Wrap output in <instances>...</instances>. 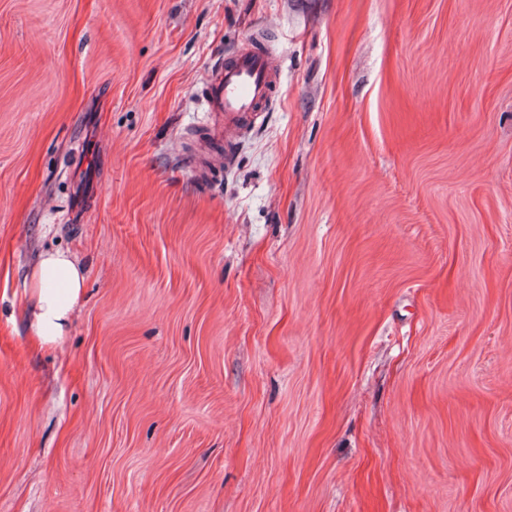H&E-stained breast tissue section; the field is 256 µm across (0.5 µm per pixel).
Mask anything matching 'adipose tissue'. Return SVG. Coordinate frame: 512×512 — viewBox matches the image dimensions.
<instances>
[{
	"label": "adipose tissue",
	"instance_id": "adipose-tissue-1",
	"mask_svg": "<svg viewBox=\"0 0 512 512\" xmlns=\"http://www.w3.org/2000/svg\"><path fill=\"white\" fill-rule=\"evenodd\" d=\"M83 268L65 251L44 253L30 273L33 304L25 314L33 329L32 344L46 349L58 344L82 296Z\"/></svg>",
	"mask_w": 512,
	"mask_h": 512
}]
</instances>
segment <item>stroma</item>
Segmentation results:
<instances>
[{"instance_id": "35a3bbf8", "label": "stroma", "mask_w": 512, "mask_h": 512, "mask_svg": "<svg viewBox=\"0 0 512 512\" xmlns=\"http://www.w3.org/2000/svg\"><path fill=\"white\" fill-rule=\"evenodd\" d=\"M0 512H512V0H0ZM276 83L270 57L247 49L208 73L206 105L209 112L224 116V139L229 141L266 104ZM85 280L84 269L65 251L42 255L30 273L34 303L25 310L33 329L31 343L40 350L51 348L65 336Z\"/></svg>"}]
</instances>
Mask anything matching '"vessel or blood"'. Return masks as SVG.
I'll use <instances>...</instances> for the list:
<instances>
[{
  "label": "vessel or blood",
  "mask_w": 512,
  "mask_h": 512,
  "mask_svg": "<svg viewBox=\"0 0 512 512\" xmlns=\"http://www.w3.org/2000/svg\"><path fill=\"white\" fill-rule=\"evenodd\" d=\"M277 83V70L270 57L252 50H241L207 76L208 111L224 117V136H232L259 111Z\"/></svg>",
  "instance_id": "vessel-or-blood-1"
}]
</instances>
